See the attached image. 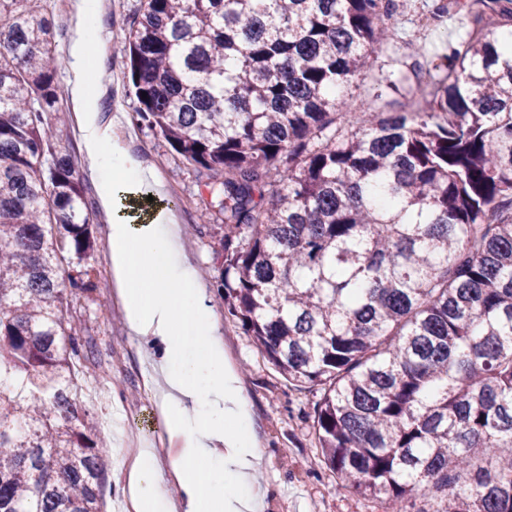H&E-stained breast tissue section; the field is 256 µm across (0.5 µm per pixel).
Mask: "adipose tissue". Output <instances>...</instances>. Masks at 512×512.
Instances as JSON below:
<instances>
[{"instance_id": "obj_1", "label": "adipose tissue", "mask_w": 512, "mask_h": 512, "mask_svg": "<svg viewBox=\"0 0 512 512\" xmlns=\"http://www.w3.org/2000/svg\"><path fill=\"white\" fill-rule=\"evenodd\" d=\"M101 0H78V22L69 51L74 75L70 97L81 109V136L90 175L107 216L114 285L127 323L159 358L166 392L160 410L167 430L184 442L169 458L179 512H256L250 481L261 463L253 420L238 376L226 361L203 301L196 270L164 206H138L150 193L143 161L113 138L94 110L89 83V32ZM135 512H168L154 454L142 451L126 477Z\"/></svg>"}]
</instances>
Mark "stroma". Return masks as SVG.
<instances>
[{
    "instance_id": "1",
    "label": "stroma",
    "mask_w": 512,
    "mask_h": 512,
    "mask_svg": "<svg viewBox=\"0 0 512 512\" xmlns=\"http://www.w3.org/2000/svg\"><path fill=\"white\" fill-rule=\"evenodd\" d=\"M76 2L57 0L53 12L59 57L57 79L64 88L71 78L68 59L77 19ZM398 3L392 20L397 37L415 34L428 56L447 54L449 45L463 37L456 12H449L423 31L418 29L417 22L427 9L428 0H398ZM141 7L142 0H112L91 33L95 54L105 61L97 110L101 121L111 124L113 136L152 170L157 201L170 211L174 223L180 227L184 248L205 290V302L223 339L228 362L237 371L247 397L254 435L265 450L256 478L257 486L265 492L259 512H274L282 500L287 501L289 512H381L377 501L329 485V474L318 460L312 429L318 393L296 390L268 368L240 325L224 316V303L217 294L221 230L216 222L201 216L199 173L177 156L162 137L136 126L130 119L137 100L123 74L122 49ZM58 107L68 112L70 118L61 124L54 114H47L49 143L52 150L72 156L98 238V247L89 260L97 286L78 292L67 312L68 319L79 326L83 339L93 344L98 360L94 371L108 387L105 406L96 407L95 412L100 415L107 409L116 413L130 410L140 431V445L150 446L160 451L162 457L170 458L181 454L183 445L164 425L155 423V405L146 401L144 394L148 380L146 367L152 363L153 356L144 349L141 338L131 333L124 310L112 309L100 289L101 283L113 281L112 271L102 265L103 257L110 255L111 249L107 219L99 210V188L85 170L80 111L66 95L60 97Z\"/></svg>"
}]
</instances>
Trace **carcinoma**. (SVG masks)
Wrapping results in <instances>:
<instances>
[{"mask_svg": "<svg viewBox=\"0 0 512 512\" xmlns=\"http://www.w3.org/2000/svg\"><path fill=\"white\" fill-rule=\"evenodd\" d=\"M54 0H0V512H104L109 467L67 320L97 247L49 152ZM396 0H143L132 118L206 177L224 313L296 387L318 386L321 462L382 512H512V0L409 109L343 95L377 53L409 81Z\"/></svg>", "mask_w": 512, "mask_h": 512, "instance_id": "carcinoma-1", "label": "carcinoma"}]
</instances>
